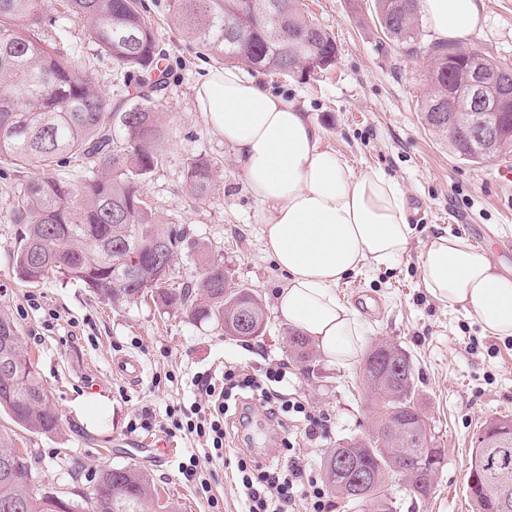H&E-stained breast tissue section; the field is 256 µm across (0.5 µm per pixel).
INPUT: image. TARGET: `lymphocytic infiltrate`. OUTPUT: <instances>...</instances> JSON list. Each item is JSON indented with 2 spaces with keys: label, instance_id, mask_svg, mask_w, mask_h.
Returning <instances> with one entry per match:
<instances>
[{
  "label": "lymphocytic infiltrate",
  "instance_id": "1",
  "mask_svg": "<svg viewBox=\"0 0 512 512\" xmlns=\"http://www.w3.org/2000/svg\"><path fill=\"white\" fill-rule=\"evenodd\" d=\"M287 387V363H277L259 374L247 372L238 364L226 365L222 384L199 377L201 401L191 406L184 417L173 419L172 426L184 435L204 440L208 456L218 461L224 458L227 415L243 401L261 406L267 418L281 429L287 428L290 414L302 415L307 441L326 437L325 418L304 402L288 397ZM233 479L243 512H290L299 499L309 504L310 512H323L325 507L326 490L321 475L304 455L295 452L287 438L267 465L239 454Z\"/></svg>",
  "mask_w": 512,
  "mask_h": 512
}]
</instances>
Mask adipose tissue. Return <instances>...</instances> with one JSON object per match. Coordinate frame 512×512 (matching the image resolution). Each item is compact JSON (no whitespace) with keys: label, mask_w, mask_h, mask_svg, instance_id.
<instances>
[{"label":"adipose tissue","mask_w":512,"mask_h":512,"mask_svg":"<svg viewBox=\"0 0 512 512\" xmlns=\"http://www.w3.org/2000/svg\"><path fill=\"white\" fill-rule=\"evenodd\" d=\"M419 8L438 40H467L486 17V0H419ZM196 108L233 147L259 204L265 249L285 276L281 318L330 363L351 366L364 324L336 289L351 274L389 269L409 255L413 228L397 182L356 171L344 155L323 149L309 114L239 68H209ZM420 268L427 294L465 310L487 333L512 337V278L490 249L437 234Z\"/></svg>","instance_id":"obj_1"}]
</instances>
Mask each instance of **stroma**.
Instances as JSON below:
<instances>
[{
    "instance_id": "obj_1",
    "label": "stroma",
    "mask_w": 512,
    "mask_h": 512,
    "mask_svg": "<svg viewBox=\"0 0 512 512\" xmlns=\"http://www.w3.org/2000/svg\"><path fill=\"white\" fill-rule=\"evenodd\" d=\"M373 0H301L304 11L336 41L328 72L302 81L261 74L264 86L315 120L325 148L345 155L356 171L380 170L406 195L414 228L408 257L392 270L345 278L337 294L365 322V343H391L413 360L415 378L443 462L427 498L411 500L402 481L390 482L397 512H472L467 478L474 441L493 418H512V337L483 331L462 309H448L422 288L420 261L429 238L449 233L490 247L501 270L512 273V181L499 170L512 154L480 164L460 160L421 118L418 102L430 60L382 40L372 20ZM165 53L166 83L152 100L163 121L161 163L142 183L161 223L187 231L176 264L192 277L197 256L220 259L238 282L263 300V336L243 342L196 323L182 311L147 301L111 305L90 289L57 274L29 287L16 275L20 226L13 210L38 170L0 163V313L11 316L60 420L53 435L24 430L13 445L32 454L31 479L46 492L67 496L85 488L105 467L142 470L160 504L176 512H209L195 481L182 472L200 444L183 434L168 436L166 411L198 400L196 380L221 379L224 363L249 369L288 364V391L326 417L327 438L308 443L304 454L322 466L339 439L362 434L370 422L359 364L341 368L318 358L307 372L289 346L275 295L283 274L264 249L255 201L233 149L206 125L196 108V88L218 61L186 39L169 20L170 0H141ZM50 36L76 51L111 108L123 107L128 88L111 57L97 51L77 18H60ZM495 60L512 65V0H487L486 20L468 39ZM204 156L223 172L211 202L197 203L184 177V161ZM137 358L139 381L113 370L116 359ZM153 416L150 429L130 431L138 414ZM170 446L155 458L156 445ZM235 449L225 459L202 463L223 512H238L232 478Z\"/></svg>"
}]
</instances>
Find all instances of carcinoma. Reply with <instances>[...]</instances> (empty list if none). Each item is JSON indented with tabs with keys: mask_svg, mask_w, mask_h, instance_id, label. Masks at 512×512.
I'll return each mask as SVG.
<instances>
[{
	"mask_svg": "<svg viewBox=\"0 0 512 512\" xmlns=\"http://www.w3.org/2000/svg\"><path fill=\"white\" fill-rule=\"evenodd\" d=\"M249 0H172L174 28L213 57L230 64L308 80L336 64L334 38L299 7L287 4L283 18L254 15ZM50 0H0V161L21 168L49 171L60 164L87 165L91 176L78 189L51 175L29 182L15 207L14 222L23 225L15 264L18 279L39 284L61 273L83 283L96 296L117 306L152 298L208 322L224 335L253 339L267 324L262 300L252 289L237 284L221 261L203 256L197 276L177 278L175 265L186 232L161 224L146 201L142 180L161 162L156 144L162 135L160 113L140 89L155 78L164 84L161 53L151 23L138 0H63V8L82 22L91 41L112 58L123 77L137 82L133 103L111 112L94 82L46 38L55 21ZM372 21L383 37L412 51L423 50L431 60L421 112L425 125L448 140V113L436 112L448 101V90L466 83L470 52L476 47L419 41L418 0H374ZM119 120L124 138H114L112 121ZM500 123L505 143L499 155L512 153V103L503 108ZM460 159L478 163L487 156L477 151L471 134L448 145ZM185 180L195 200L207 203L219 183L217 164L198 156L185 166ZM250 315L255 330L244 333L239 314ZM13 337L8 350L0 346V412L27 432L55 434L59 419L48 391L24 351L12 318L0 313V339ZM290 346L301 360L312 359L311 342L290 334ZM391 359L402 360V374L386 366L368 368L372 351L363 361L362 378L370 393L371 430L341 440L325 458L323 474L336 496L358 512H393L389 479L407 481L415 498L429 495L436 470L423 465L418 442L430 427L417 398L411 358L402 349L384 344ZM353 455L368 482L352 493L358 473L338 470L335 455ZM482 455L477 485H467L475 512H499L500 489L495 477L512 474V443L507 447L475 448ZM28 461L12 446V435L0 430V512H151L154 487L133 466L103 468L77 503L32 485Z\"/></svg>",
	"mask_w": 512,
	"mask_h": 512,
	"instance_id": "obj_1",
	"label": "carcinoma"
}]
</instances>
